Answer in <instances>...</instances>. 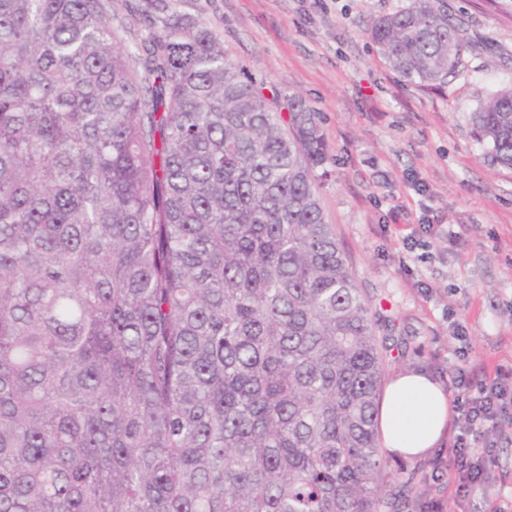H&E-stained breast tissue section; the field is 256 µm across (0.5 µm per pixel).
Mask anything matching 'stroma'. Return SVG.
<instances>
[{
	"label": "stroma",
	"mask_w": 512,
	"mask_h": 512,
	"mask_svg": "<svg viewBox=\"0 0 512 512\" xmlns=\"http://www.w3.org/2000/svg\"><path fill=\"white\" fill-rule=\"evenodd\" d=\"M408 0H173L210 27L265 96L317 112L328 159L316 178L326 223L371 313L390 322L387 375L430 374L448 394L512 366V169L492 164L470 113L512 85V18L484 0H444L467 44L459 73L426 88L389 69L366 29ZM464 425L439 448L389 461L424 479L404 512H512V430L485 427L482 487L456 495L446 471Z\"/></svg>",
	"instance_id": "obj_1"
}]
</instances>
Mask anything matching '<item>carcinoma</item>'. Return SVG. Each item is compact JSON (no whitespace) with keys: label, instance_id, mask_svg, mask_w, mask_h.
<instances>
[{"label":"carcinoma","instance_id":"cac0c4a2","mask_svg":"<svg viewBox=\"0 0 512 512\" xmlns=\"http://www.w3.org/2000/svg\"><path fill=\"white\" fill-rule=\"evenodd\" d=\"M0 0V512H383L386 354L314 171L209 26L146 0ZM433 87L441 0L367 29ZM512 168V87L470 113ZM114 1L112 3L114 10L116 13L119 14L120 17L126 18V24H127V32L123 34V38L125 41V44L130 47L134 48L137 42H139V39L141 37V34L143 33V27L144 22L143 19L140 17H137V19H140L142 24L138 23V20H136L135 12L137 8H141V6L145 3L144 0H112Z\"/></svg>","mask_w":512,"mask_h":512}]
</instances>
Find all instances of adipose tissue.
<instances>
[{
  "mask_svg": "<svg viewBox=\"0 0 512 512\" xmlns=\"http://www.w3.org/2000/svg\"><path fill=\"white\" fill-rule=\"evenodd\" d=\"M451 404L445 390L422 371H403L390 381L380 405L384 447L414 460L440 444Z\"/></svg>",
  "mask_w": 512,
  "mask_h": 512,
  "instance_id": "1",
  "label": "adipose tissue"
}]
</instances>
